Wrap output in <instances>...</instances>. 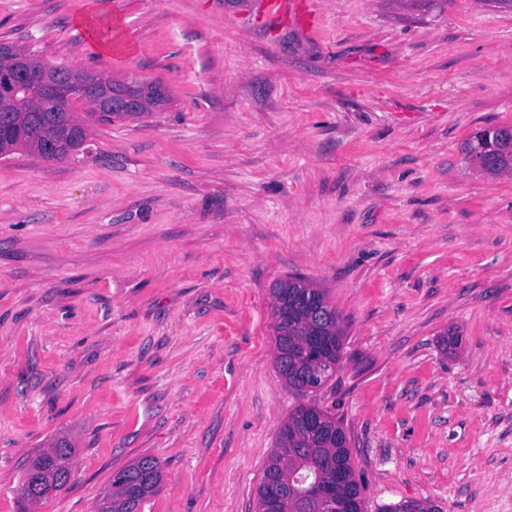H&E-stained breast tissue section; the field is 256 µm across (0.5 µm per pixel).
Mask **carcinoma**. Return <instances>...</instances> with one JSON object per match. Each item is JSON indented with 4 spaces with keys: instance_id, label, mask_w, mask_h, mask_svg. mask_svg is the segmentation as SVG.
I'll return each mask as SVG.
<instances>
[{
    "instance_id": "carcinoma-1",
    "label": "carcinoma",
    "mask_w": 512,
    "mask_h": 512,
    "mask_svg": "<svg viewBox=\"0 0 512 512\" xmlns=\"http://www.w3.org/2000/svg\"><path fill=\"white\" fill-rule=\"evenodd\" d=\"M30 68L47 76L71 71L75 79L84 71L66 65H49L35 54L0 46V72ZM155 83L140 80L143 104L138 112H77L79 97L58 102H25L18 93L0 98V152L27 151L44 157L43 145L58 133L64 119L77 124L78 133L67 141L65 159L81 152L90 128L114 119H135L153 114L169 102L168 95L156 101L150 95ZM499 142L493 157L485 161L469 143L466 153L489 174L512 172V128L498 129ZM288 301V319H274L278 375L288 387L308 392L321 390L336 374L341 358L344 329L340 314L330 302L327 289L301 277H289L274 285L272 301ZM313 416L317 426H305ZM76 448L70 439L57 438L34 455L19 487L21 500L38 504L61 491L71 480ZM162 470L150 456L135 459L112 477L100 493L94 512H139L160 488ZM256 512H365L344 430L335 418L314 403L302 404L289 413L279 431L278 446L266 464L257 488ZM378 512H440L429 500L384 504Z\"/></svg>"
}]
</instances>
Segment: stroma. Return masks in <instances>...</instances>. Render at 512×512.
<instances>
[{
	"label": "stroma",
	"mask_w": 512,
	"mask_h": 512,
	"mask_svg": "<svg viewBox=\"0 0 512 512\" xmlns=\"http://www.w3.org/2000/svg\"><path fill=\"white\" fill-rule=\"evenodd\" d=\"M97 3L123 59L77 24ZM309 7L269 30L261 0H0V44L170 98L65 160L0 158V512L59 436L73 476L30 512H93L141 456L164 470L143 512H255L307 401L344 429L366 512H512V173L465 154L512 127V10ZM290 276L344 327L307 396L274 368Z\"/></svg>",
	"instance_id": "1"
}]
</instances>
